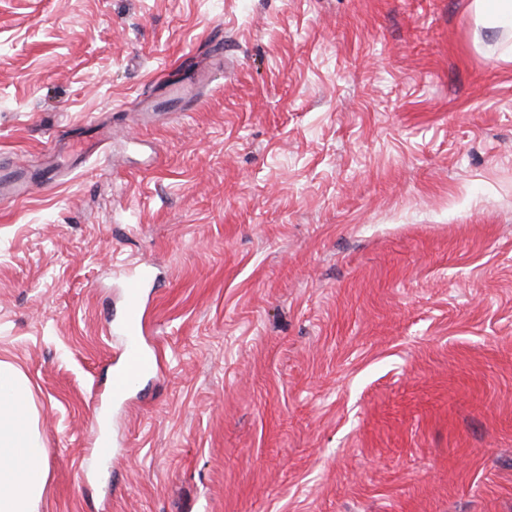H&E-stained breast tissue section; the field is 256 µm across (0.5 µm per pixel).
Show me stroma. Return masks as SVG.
I'll use <instances>...</instances> for the list:
<instances>
[{
    "label": "stroma",
    "mask_w": 512,
    "mask_h": 512,
    "mask_svg": "<svg viewBox=\"0 0 512 512\" xmlns=\"http://www.w3.org/2000/svg\"><path fill=\"white\" fill-rule=\"evenodd\" d=\"M471 0H0V361L38 512H512V62ZM194 105L142 113L183 60ZM151 266L160 368L110 408ZM222 58H212L205 66L198 65L191 60L180 64L181 75L176 81L166 83L169 95L185 97L191 95L200 85L204 84L214 70L222 68ZM63 176V172L53 167H47L41 176L35 180H25L21 176L9 171L0 174V202H16L26 198L34 185H50Z\"/></svg>",
    "instance_id": "35a3bbf8"
}]
</instances>
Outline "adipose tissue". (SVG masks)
<instances>
[{"label": "adipose tissue", "mask_w": 512, "mask_h": 512, "mask_svg": "<svg viewBox=\"0 0 512 512\" xmlns=\"http://www.w3.org/2000/svg\"><path fill=\"white\" fill-rule=\"evenodd\" d=\"M46 457L34 428L27 381L0 361V512H37Z\"/></svg>", "instance_id": "1"}]
</instances>
